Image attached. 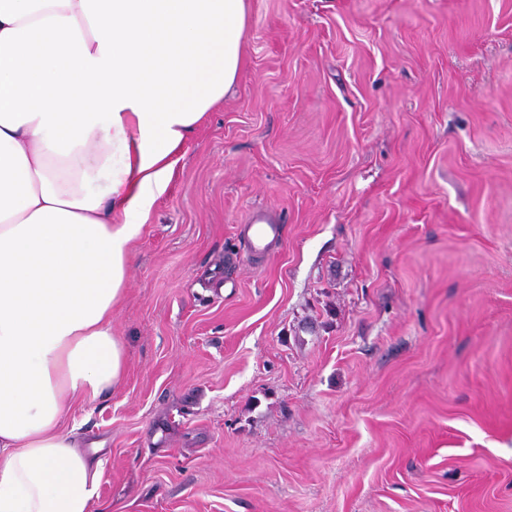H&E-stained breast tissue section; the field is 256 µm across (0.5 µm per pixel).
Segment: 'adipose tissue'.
Returning a JSON list of instances; mask_svg holds the SVG:
<instances>
[{"label": "adipose tissue", "instance_id": "ef3b65f1", "mask_svg": "<svg viewBox=\"0 0 512 512\" xmlns=\"http://www.w3.org/2000/svg\"><path fill=\"white\" fill-rule=\"evenodd\" d=\"M246 16V0H0V512H93L101 466L63 428L68 400L123 379L131 244L236 84Z\"/></svg>", "mask_w": 512, "mask_h": 512}]
</instances>
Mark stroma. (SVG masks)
Returning a JSON list of instances; mask_svg holds the SVG:
<instances>
[{
  "label": "stroma",
  "instance_id": "stroma-1",
  "mask_svg": "<svg viewBox=\"0 0 512 512\" xmlns=\"http://www.w3.org/2000/svg\"><path fill=\"white\" fill-rule=\"evenodd\" d=\"M243 55L64 421L101 500L512 512V0H248ZM264 213H253L245 226L250 250L253 253L265 251L280 236L281 225L277 221H264Z\"/></svg>",
  "mask_w": 512,
  "mask_h": 512
}]
</instances>
